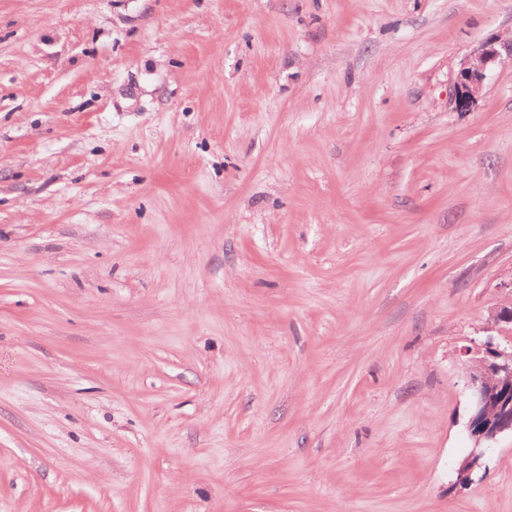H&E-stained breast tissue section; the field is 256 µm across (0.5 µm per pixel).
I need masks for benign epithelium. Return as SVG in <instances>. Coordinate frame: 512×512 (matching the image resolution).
<instances>
[{"label": "benign epithelium", "mask_w": 512, "mask_h": 512, "mask_svg": "<svg viewBox=\"0 0 512 512\" xmlns=\"http://www.w3.org/2000/svg\"><path fill=\"white\" fill-rule=\"evenodd\" d=\"M512 60V38L490 42L458 75V106L474 102L482 88L486 70L502 57ZM468 385L471 415L468 431L474 448L459 468V482L470 483L472 473L480 466L482 445L497 436L512 433V342L504 347L487 343L485 356L473 360Z\"/></svg>", "instance_id": "7a95c632"}]
</instances>
